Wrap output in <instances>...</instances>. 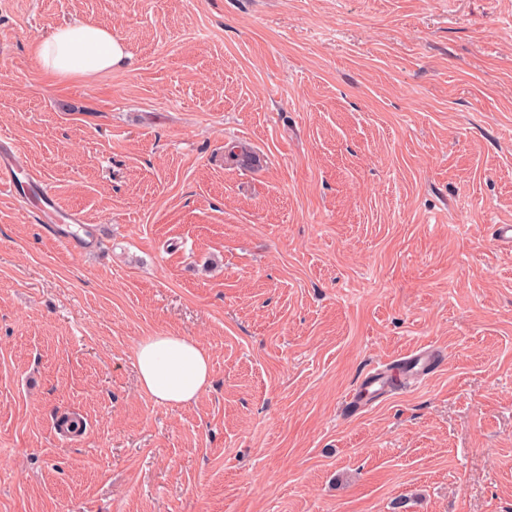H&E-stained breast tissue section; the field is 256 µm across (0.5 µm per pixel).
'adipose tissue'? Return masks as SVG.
Here are the masks:
<instances>
[{"label":"adipose tissue","instance_id":"1","mask_svg":"<svg viewBox=\"0 0 512 512\" xmlns=\"http://www.w3.org/2000/svg\"><path fill=\"white\" fill-rule=\"evenodd\" d=\"M37 65L57 79L94 78L125 64L123 45L95 24H66L31 47ZM135 359L142 388L157 401L179 405L195 401L207 388L211 362L207 350L183 336L141 340Z\"/></svg>","mask_w":512,"mask_h":512}]
</instances>
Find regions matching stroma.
I'll use <instances>...</instances> for the list:
<instances>
[{
	"instance_id": "1",
	"label": "stroma",
	"mask_w": 512,
	"mask_h": 512,
	"mask_svg": "<svg viewBox=\"0 0 512 512\" xmlns=\"http://www.w3.org/2000/svg\"><path fill=\"white\" fill-rule=\"evenodd\" d=\"M78 23L127 66L44 77ZM0 135L84 220L0 192V512H512V0H0ZM135 359L142 388L161 403L195 401L211 378L207 350L183 336H149L137 344ZM442 363L443 359L440 351L433 347H420L390 364L373 368L365 375L357 387L346 396L343 408L347 412L356 413L372 397L384 394L388 385H384L383 382L386 379L387 373L393 369V366H404L407 373L412 375L419 374L421 379H426Z\"/></svg>"
}]
</instances>
